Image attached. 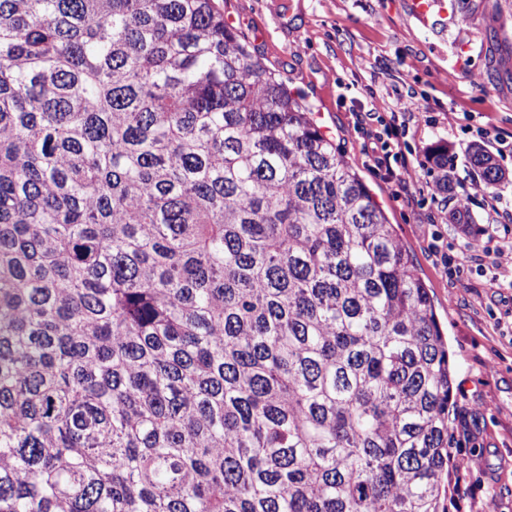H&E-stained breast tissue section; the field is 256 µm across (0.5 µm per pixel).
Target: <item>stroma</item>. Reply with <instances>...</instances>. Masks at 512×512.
Returning a JSON list of instances; mask_svg holds the SVG:
<instances>
[{
  "mask_svg": "<svg viewBox=\"0 0 512 512\" xmlns=\"http://www.w3.org/2000/svg\"><path fill=\"white\" fill-rule=\"evenodd\" d=\"M226 21L254 56L317 112L410 248L434 299L454 364L455 458L466 469L448 512H512V290L484 288L480 271L453 283L427 249L433 231L457 235L445 201L407 205L375 175L355 115L414 98L431 123L410 125L412 192L432 177L428 154L447 146L457 195L486 223L487 191L469 152L512 142V0H436L426 17L411 0H222ZM465 51L466 67L455 65Z\"/></svg>",
  "mask_w": 512,
  "mask_h": 512,
  "instance_id": "1",
  "label": "stroma"
}]
</instances>
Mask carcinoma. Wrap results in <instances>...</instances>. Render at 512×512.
I'll list each match as a JSON object with an SVG mask.
<instances>
[{
  "instance_id": "carcinoma-1",
  "label": "carcinoma",
  "mask_w": 512,
  "mask_h": 512,
  "mask_svg": "<svg viewBox=\"0 0 512 512\" xmlns=\"http://www.w3.org/2000/svg\"><path fill=\"white\" fill-rule=\"evenodd\" d=\"M454 415L412 254L215 0H0V512H447Z\"/></svg>"
}]
</instances>
